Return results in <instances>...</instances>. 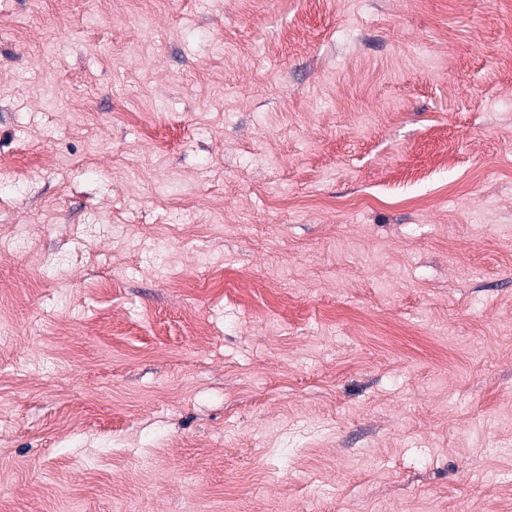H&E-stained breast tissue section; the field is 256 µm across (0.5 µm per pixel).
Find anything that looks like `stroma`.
<instances>
[{
	"instance_id": "stroma-1",
	"label": "stroma",
	"mask_w": 512,
	"mask_h": 512,
	"mask_svg": "<svg viewBox=\"0 0 512 512\" xmlns=\"http://www.w3.org/2000/svg\"><path fill=\"white\" fill-rule=\"evenodd\" d=\"M512 0H0V512H512Z\"/></svg>"
}]
</instances>
